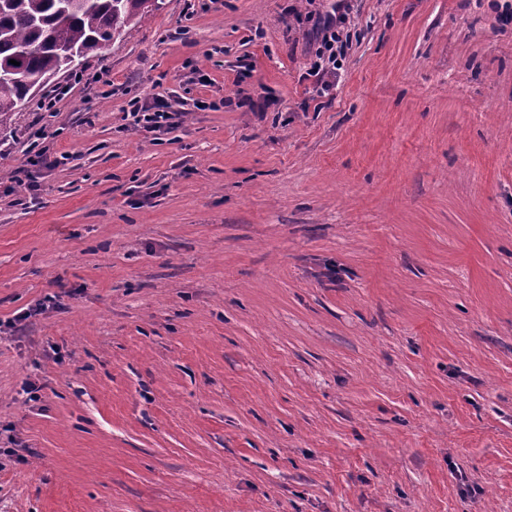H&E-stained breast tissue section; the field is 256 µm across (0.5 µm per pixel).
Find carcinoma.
<instances>
[{
    "label": "carcinoma",
    "mask_w": 512,
    "mask_h": 512,
    "mask_svg": "<svg viewBox=\"0 0 512 512\" xmlns=\"http://www.w3.org/2000/svg\"><path fill=\"white\" fill-rule=\"evenodd\" d=\"M62 3L0 0V135L32 103L33 87L102 52L163 0H72L67 10Z\"/></svg>",
    "instance_id": "1"
}]
</instances>
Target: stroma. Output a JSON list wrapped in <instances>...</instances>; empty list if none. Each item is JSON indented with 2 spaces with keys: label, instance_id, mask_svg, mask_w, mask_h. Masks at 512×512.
Wrapping results in <instances>:
<instances>
[{
  "label": "stroma",
  "instance_id": "obj_1",
  "mask_svg": "<svg viewBox=\"0 0 512 512\" xmlns=\"http://www.w3.org/2000/svg\"><path fill=\"white\" fill-rule=\"evenodd\" d=\"M336 2L165 0L0 139V512H512V0H353L321 97ZM346 17L341 14L328 15L322 28L316 33L318 48L310 71L317 77L316 92L329 91L336 79V69L339 59L344 58L349 47L347 34H344ZM133 112H128L131 127L138 132H160L168 129L176 112H171V106L164 100L155 98L150 104L136 106ZM46 141L36 144L26 155L21 166L17 170L18 178L26 180L31 187H35L38 173L43 169H51L52 167L63 163L67 160L66 155H61L60 159L50 150V146L45 144ZM45 144V145H44Z\"/></svg>",
  "mask_w": 512,
  "mask_h": 512
}]
</instances>
